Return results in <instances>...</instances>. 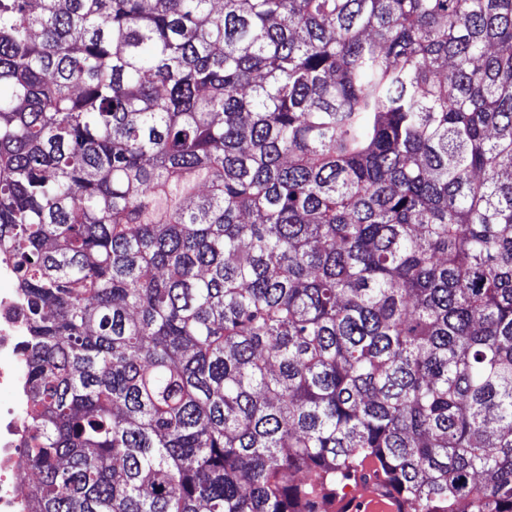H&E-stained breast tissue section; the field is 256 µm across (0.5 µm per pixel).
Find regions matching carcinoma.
I'll return each instance as SVG.
<instances>
[{
	"label": "carcinoma",
	"mask_w": 512,
	"mask_h": 512,
	"mask_svg": "<svg viewBox=\"0 0 512 512\" xmlns=\"http://www.w3.org/2000/svg\"><path fill=\"white\" fill-rule=\"evenodd\" d=\"M27 512H512V0H0ZM349 507L347 511L351 512H398L396 501L383 495L372 483L358 487Z\"/></svg>",
	"instance_id": "carcinoma-1"
}]
</instances>
